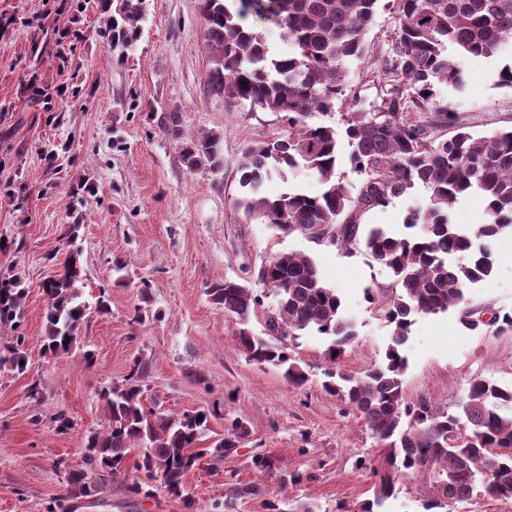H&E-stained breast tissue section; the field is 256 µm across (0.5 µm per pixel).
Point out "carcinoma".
Segmentation results:
<instances>
[{
	"label": "carcinoma",
	"instance_id": "obj_1",
	"mask_svg": "<svg viewBox=\"0 0 512 512\" xmlns=\"http://www.w3.org/2000/svg\"><path fill=\"white\" fill-rule=\"evenodd\" d=\"M101 0L107 13L105 33L112 48H130L139 38L145 0ZM378 0H200L216 54L207 82L216 94L249 105L253 112H271L288 134L256 141L242 152L241 197L236 204L279 234L304 235L315 224L325 225L326 242L350 249L359 244L394 276L396 289L384 305L393 326L391 344L382 363L362 374L326 369L323 388L360 413L384 449L374 499L359 512H383L396 484L406 476L430 478L426 510L444 508L473 497L477 487L496 499H512V388L474 378L458 412L449 414L420 401L408 403L401 392L407 360L401 347L417 314L445 313L464 302L463 287L489 278L494 253L489 243L512 232V130L477 137L458 129L449 137L438 133L455 125L442 88L462 90L465 61L493 58L512 47V0H396L399 25L385 64L397 78L382 90L370 108L356 103L344 118V130L315 121L330 112L347 83L349 65L364 58L365 44ZM253 15L272 20L290 51L274 56L262 36L244 20ZM352 147L350 183L336 176L339 143ZM182 161L194 171L215 172L224 165L221 140L207 135L182 147ZM305 169L317 175L321 191L296 190L270 198L262 187L273 171ZM416 188L428 193L419 210L409 212L394 235L382 227H365L363 217ZM472 190L486 200L488 219L473 230L449 220L458 199ZM82 251H68L61 272L43 283L47 296L44 352L69 351L78 339L88 306L78 283L84 268ZM259 280L276 296L266 320L272 343L248 328L251 312L261 304L253 289L226 280L208 289L214 304L237 318L236 341L259 365L284 369L288 382L300 388L305 370L287 349L301 332L315 331L331 339V362L353 344L352 324L340 314L337 290L322 279L314 260L303 253H281L259 269ZM22 293L0 288V313L20 307ZM465 326H481L496 334L512 332V313L499 311L488 323L465 313ZM149 366L135 361L124 382L102 393L108 425L87 437L84 460L92 472L111 477L124 473L134 442L148 441L131 466L140 473L126 486L127 495H149L159 482L183 499L187 512L195 501L184 494V476L203 455L224 458V449L248 434L240 422L231 438L198 448L211 412L187 411L177 416L147 405L144 380ZM76 498L96 496L103 484L72 474Z\"/></svg>",
	"mask_w": 512,
	"mask_h": 512
}]
</instances>
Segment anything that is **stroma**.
Segmentation results:
<instances>
[{"mask_svg": "<svg viewBox=\"0 0 512 512\" xmlns=\"http://www.w3.org/2000/svg\"><path fill=\"white\" fill-rule=\"evenodd\" d=\"M145 4L140 37L122 62L98 0H0V283L24 291L15 316L0 317V512H186L161 486L149 497H129L123 477L106 479L102 505L69 496V473L85 468L86 434L107 424L100 392L121 383L138 358L151 364L146 395L161 412L215 409L212 440L228 436L237 420L249 431L223 459L202 458L186 475L196 512H287L292 501L312 512L357 507L372 498L371 469L383 456L363 419L322 387L328 339L304 332L291 340L292 358L310 376L294 388L282 369L245 357L237 320L208 290L232 280L260 294L249 321L260 336L275 304L257 280L260 266L279 253L311 256L356 327L337 364L357 375L382 361L391 339L377 306L364 299L366 289H391V272L364 246L348 252L284 237L235 206L243 150L285 128L275 114L211 94L214 49L199 0ZM397 28L394 0H379L366 55L352 64L326 124L341 125L354 99L372 104L390 83L384 59ZM502 64L468 60L465 88L443 90L457 122L474 135L512 128ZM36 78L54 87L48 101L34 100ZM209 134L222 141L223 169L187 170L182 145ZM424 202L417 189L365 221L400 234L406 215ZM78 205L81 292L91 309L76 346L52 356L43 352L42 283L61 268ZM511 251V235L494 243L495 270L466 287L462 307L416 316L404 346L405 401L453 413L472 378L512 387V334L461 322L465 309L512 312ZM101 296L107 307L100 311ZM20 336L28 361L22 373L6 361ZM88 350L93 360L85 359ZM34 384L43 393L38 403L28 395ZM61 415L71 429L58 431ZM259 457L273 459L274 470L259 471ZM361 457L367 468L356 467ZM291 473L301 482H286Z\"/></svg>", "mask_w": 512, "mask_h": 512, "instance_id": "obj_1", "label": "stroma"}]
</instances>
